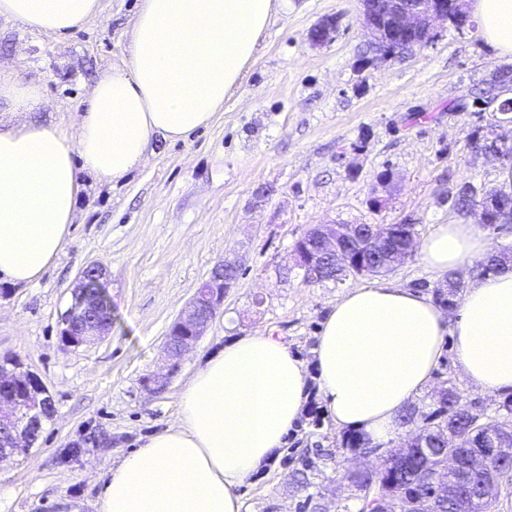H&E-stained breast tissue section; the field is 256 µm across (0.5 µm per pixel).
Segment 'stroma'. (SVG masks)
I'll return each instance as SVG.
<instances>
[{
  "label": "stroma",
  "instance_id": "1",
  "mask_svg": "<svg viewBox=\"0 0 512 512\" xmlns=\"http://www.w3.org/2000/svg\"><path fill=\"white\" fill-rule=\"evenodd\" d=\"M137 0H101V11L67 37L0 18V66L44 88L32 120L71 127L100 75L128 58ZM359 0H287L277 10L243 83L212 124L185 141H152L125 178L82 177L84 189L59 259L29 286L0 282V358L17 357L47 387L54 414L28 451L0 461V512H95L103 477L150 434L175 421L189 377L235 337L270 333L302 361L317 388L314 348L322 322L365 276L308 285L294 245L319 224H412L420 236L453 222L458 185L512 191V162L474 153L470 139L495 114L479 95L494 70L512 72L478 26L437 22L430 44L388 60L362 34ZM333 18L332 40L315 25ZM238 277L204 335L177 362L164 390L173 320L221 260ZM107 272L112 329L79 347L60 340L80 273ZM451 379L472 402L500 397L473 388L445 350L428 412ZM279 461L241 489L245 512H294Z\"/></svg>",
  "mask_w": 512,
  "mask_h": 512
}]
</instances>
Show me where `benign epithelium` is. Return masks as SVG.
<instances>
[{"instance_id":"obj_1","label":"benign epithelium","mask_w":512,"mask_h":512,"mask_svg":"<svg viewBox=\"0 0 512 512\" xmlns=\"http://www.w3.org/2000/svg\"><path fill=\"white\" fill-rule=\"evenodd\" d=\"M392 12L398 21L394 38L377 18L375 0H361L359 26L372 41L376 55L390 58L396 52L416 48L436 38L434 23L448 19V10H458L464 0H390ZM512 147V139L493 135V139L479 142L476 152L502 157ZM352 232L336 230L333 224H320L312 230L313 243L295 245V266L300 270L311 269L322 256L336 259L345 255L343 241ZM238 269L236 263L224 260L211 270L208 278L188 301L184 310L174 320L178 334L169 338L167 355H182L203 335L217 310L224 303V294L235 284L229 274ZM105 269L98 264L88 265L81 274L73 300L62 319L61 342L68 348H78L108 335L109 322L101 317L107 305L104 278ZM50 401L41 379L25 369L20 362L7 368L0 364V462L32 446L39 435L41 419Z\"/></svg>"}]
</instances>
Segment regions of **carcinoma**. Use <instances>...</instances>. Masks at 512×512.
I'll list each match as a JSON object with an SVG mask.
<instances>
[{
    "instance_id": "carcinoma-1",
    "label": "carcinoma",
    "mask_w": 512,
    "mask_h": 512,
    "mask_svg": "<svg viewBox=\"0 0 512 512\" xmlns=\"http://www.w3.org/2000/svg\"><path fill=\"white\" fill-rule=\"evenodd\" d=\"M497 82L488 83L483 89L487 106L498 103L497 112L506 115L512 112V98L497 101ZM472 194L468 198L453 196L452 207L457 212L466 214L478 200L490 197L498 203L497 209H512V192L483 191L470 185ZM359 229L360 236L354 243L352 263L346 268L336 267V262L328 259L318 268L302 275L306 284L324 281H341L344 277L354 275H379L396 268L397 257L376 255L365 251L363 244L369 237L370 225H351ZM401 424L416 425L418 437L429 442L428 448L393 447L386 451L380 467L360 473L351 472L347 479L355 490V508L344 506L342 512H379V504L385 500L392 512H460L458 501L444 496H429L428 485L431 479L440 474L447 464L448 456L455 455L461 459L483 453L484 440L489 433L498 435L512 433V394L506 395L497 404L493 412L479 409L467 400L456 388L448 387V395L437 399L432 409L416 416L415 410L407 411ZM347 448L359 450L366 454L375 453L377 447L364 442L358 433H348L336 441V448H305L298 455L287 458L291 467L288 473V488L299 501H315L336 490V450ZM490 466L497 479L512 485V462L500 458H489ZM483 476L472 475L466 479L464 492L469 499L467 512H497V505L482 496Z\"/></svg>"
}]
</instances>
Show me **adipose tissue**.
Instances as JSON below:
<instances>
[{"instance_id":"ef3b65f1","label":"adipose tissue","mask_w":512,"mask_h":512,"mask_svg":"<svg viewBox=\"0 0 512 512\" xmlns=\"http://www.w3.org/2000/svg\"><path fill=\"white\" fill-rule=\"evenodd\" d=\"M275 0H139L129 59L96 81L73 129L0 126V280L37 283L58 259L82 173L117 180L152 139L208 127L243 81ZM482 37L512 57V0H472ZM100 0H0V17L62 36L98 15ZM41 111V85L0 71V102ZM487 238L466 220L438 224L418 254L438 276L482 259ZM467 381L512 393V269L465 292L455 318L429 295L379 279L344 293L315 348L318 396L340 427L387 446L399 418L433 382L445 346ZM308 400L303 365L272 335L230 340L189 379L176 421L106 475L97 512H242L239 490L271 462Z\"/></svg>"}]
</instances>
